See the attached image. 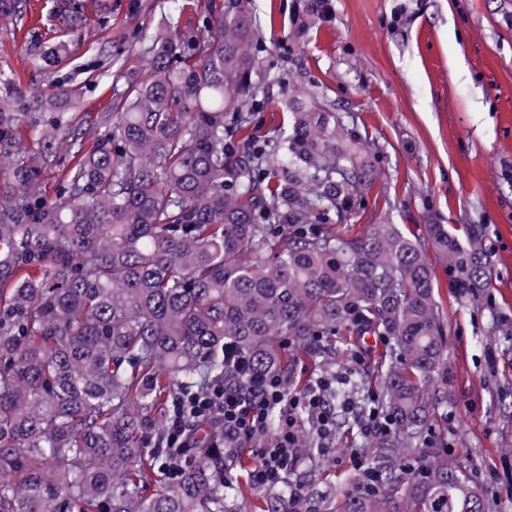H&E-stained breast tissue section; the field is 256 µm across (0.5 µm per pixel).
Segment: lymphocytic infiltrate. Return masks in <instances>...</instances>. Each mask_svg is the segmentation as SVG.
<instances>
[{
    "label": "lymphocytic infiltrate",
    "mask_w": 512,
    "mask_h": 512,
    "mask_svg": "<svg viewBox=\"0 0 512 512\" xmlns=\"http://www.w3.org/2000/svg\"><path fill=\"white\" fill-rule=\"evenodd\" d=\"M233 368L244 388L220 385L173 399L166 421V442L173 450L167 476H174L187 462L189 448L196 445L195 433L206 425L216 429L213 447L228 455L241 441L267 435V443L259 449L257 463L248 474L259 487L279 481L297 467L302 432L311 431L321 442L331 436L336 410L327 392L333 378L322 377L305 390L291 392L279 376L255 375L244 356L236 357ZM272 418L277 421L273 428L268 425Z\"/></svg>",
    "instance_id": "lymphocytic-infiltrate-1"
}]
</instances>
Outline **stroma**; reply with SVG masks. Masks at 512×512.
Returning a JSON list of instances; mask_svg holds the SVG:
<instances>
[{"mask_svg":"<svg viewBox=\"0 0 512 512\" xmlns=\"http://www.w3.org/2000/svg\"><path fill=\"white\" fill-rule=\"evenodd\" d=\"M80 39L51 70L35 68L36 43L62 40L52 0H27L23 20L0 21V64L24 86L75 90L81 114L106 111L122 86L118 61L143 70L141 31L165 15L203 31L223 0H86ZM249 0L259 38L256 80L277 75L251 131L265 139L281 126L285 100L319 90L344 116L374 166L356 231L400 224L425 238L426 224L485 228L491 280L475 302L457 299L442 265L435 300L448 337V403L429 430L442 456L464 466L486 490L488 512H512V0ZM338 371L365 353L371 371L385 337L334 336ZM366 454L358 429L333 435L321 460L331 489L343 490Z\"/></svg>","mask_w":512,"mask_h":512,"instance_id":"obj_1","label":"stroma"}]
</instances>
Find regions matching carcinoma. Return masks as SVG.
<instances>
[{
	"instance_id": "cac0c4a2",
	"label": "carcinoma",
	"mask_w": 512,
	"mask_h": 512,
	"mask_svg": "<svg viewBox=\"0 0 512 512\" xmlns=\"http://www.w3.org/2000/svg\"><path fill=\"white\" fill-rule=\"evenodd\" d=\"M139 43L145 74L124 72L92 120L70 90H29L0 65V512H487L482 487L425 436L448 402L431 258L397 224L351 234L372 169L342 117L299 109L261 143L238 138L264 98L244 0H224L203 34L167 20ZM425 231L455 293L489 287L483 225ZM344 332L388 338L380 379L355 383L377 384L393 421L366 439L375 487L360 473L331 497L305 435L307 470L266 488L225 481L222 448L157 479L170 400L235 383L227 349L302 390L298 364L333 372L325 337Z\"/></svg>"
}]
</instances>
